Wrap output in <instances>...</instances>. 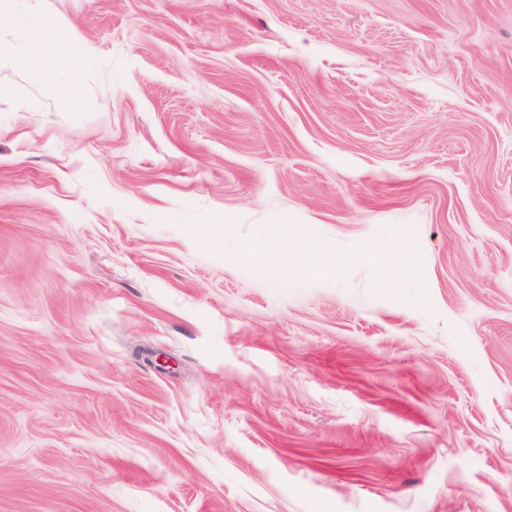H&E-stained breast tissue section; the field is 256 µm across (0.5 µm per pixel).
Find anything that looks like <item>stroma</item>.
<instances>
[{"label": "stroma", "mask_w": 512, "mask_h": 512, "mask_svg": "<svg viewBox=\"0 0 512 512\" xmlns=\"http://www.w3.org/2000/svg\"><path fill=\"white\" fill-rule=\"evenodd\" d=\"M0 18V512H512V0ZM71 29L75 73L31 58ZM77 82L78 99L60 85ZM415 232L432 312L182 224Z\"/></svg>", "instance_id": "35a3bbf8"}]
</instances>
